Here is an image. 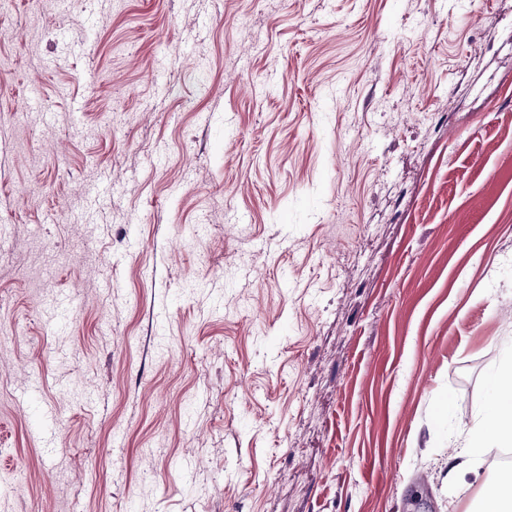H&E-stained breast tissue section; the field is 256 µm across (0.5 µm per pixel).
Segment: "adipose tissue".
Segmentation results:
<instances>
[{
    "instance_id": "1",
    "label": "adipose tissue",
    "mask_w": 512,
    "mask_h": 512,
    "mask_svg": "<svg viewBox=\"0 0 512 512\" xmlns=\"http://www.w3.org/2000/svg\"><path fill=\"white\" fill-rule=\"evenodd\" d=\"M492 402L487 415L474 428L459 457L482 459L490 447H512V364L501 368L493 378Z\"/></svg>"
}]
</instances>
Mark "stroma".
Here are the masks:
<instances>
[{
    "instance_id": "35a3bbf8",
    "label": "stroma",
    "mask_w": 512,
    "mask_h": 512,
    "mask_svg": "<svg viewBox=\"0 0 512 512\" xmlns=\"http://www.w3.org/2000/svg\"><path fill=\"white\" fill-rule=\"evenodd\" d=\"M509 359L512 0L0 13V512H479ZM493 395L488 414L474 428L463 448L454 457L468 461L482 459L492 444L498 448L512 447V361L493 378Z\"/></svg>"
}]
</instances>
